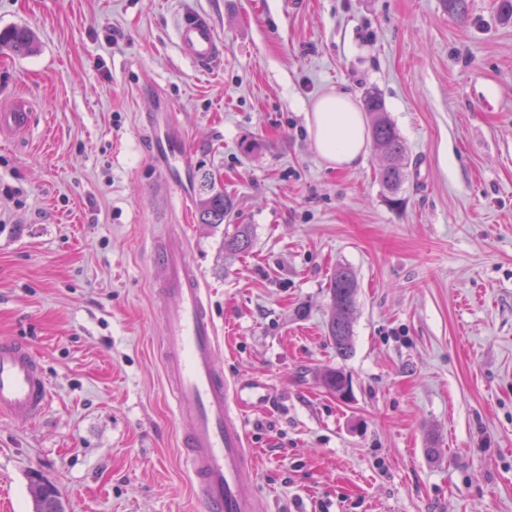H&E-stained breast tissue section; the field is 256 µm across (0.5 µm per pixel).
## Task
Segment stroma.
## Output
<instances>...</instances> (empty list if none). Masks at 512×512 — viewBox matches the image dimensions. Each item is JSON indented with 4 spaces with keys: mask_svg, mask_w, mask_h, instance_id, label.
<instances>
[{
    "mask_svg": "<svg viewBox=\"0 0 512 512\" xmlns=\"http://www.w3.org/2000/svg\"><path fill=\"white\" fill-rule=\"evenodd\" d=\"M206 15L224 55L182 56ZM0 338L50 389L29 424L0 415V512H34L30 478L66 512H199L167 403L154 227L175 224L208 292L230 379L268 384L247 410L267 512H512V20L442 0H0ZM374 91L408 152L401 206L384 163L336 170L307 130L317 96ZM172 111L248 225L246 256L196 198L155 197L145 126ZM358 281L353 352L329 341V280ZM352 378L348 400L323 373ZM0 46L8 47L16 54H31L36 50V38L27 27H11L0 31ZM31 112L24 103H19L10 109H2L0 113V137L5 133H17L29 128ZM322 386L330 394L346 400V394L351 391V379L342 369L331 368L323 375Z\"/></svg>",
    "mask_w": 512,
    "mask_h": 512,
    "instance_id": "stroma-1",
    "label": "stroma"
}]
</instances>
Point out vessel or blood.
Wrapping results in <instances>:
<instances>
[{
	"instance_id": "1",
	"label": "vessel or blood",
	"mask_w": 512,
	"mask_h": 512,
	"mask_svg": "<svg viewBox=\"0 0 512 512\" xmlns=\"http://www.w3.org/2000/svg\"><path fill=\"white\" fill-rule=\"evenodd\" d=\"M178 39L183 54L198 67L211 65L222 43L202 14L182 17ZM25 104L0 111V136L29 128ZM148 129L161 160L158 190L185 196L189 178L187 143L167 112L150 116ZM151 261L160 272L155 281L157 306L164 308L162 345L164 366L177 414L191 425L180 438L182 455L193 479L201 512H262L263 502L253 489L254 459L238 409L270 399L266 384L232 381L217 364L216 324L201 274L185 237L174 228L152 242ZM50 392L37 356L23 343L0 340V414L29 422L41 417Z\"/></svg>"
}]
</instances>
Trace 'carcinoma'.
<instances>
[{
  "label": "carcinoma",
  "instance_id": "carcinoma-1",
  "mask_svg": "<svg viewBox=\"0 0 512 512\" xmlns=\"http://www.w3.org/2000/svg\"><path fill=\"white\" fill-rule=\"evenodd\" d=\"M0 46L20 55L31 54L36 50V38L27 27H11L0 31ZM364 108L373 115L371 138L374 146L386 160L380 169L379 180L391 194L390 204L398 206L401 204L398 193L407 180L404 142L375 93L365 95ZM198 211L202 224H222L230 220L233 213L232 199L224 194V189L216 186L206 171L200 176ZM250 247L251 235L247 225L236 224L233 232H224V253L237 256L247 252ZM357 293L353 272L347 267L336 268L330 278L331 314L327 329L336 355L343 360L350 357L353 349L352 311ZM322 386L330 394L343 399L351 391V379L343 370L331 368L323 375ZM30 491L35 502V512H64V505L51 483L33 478Z\"/></svg>",
  "mask_w": 512,
  "mask_h": 512
}]
</instances>
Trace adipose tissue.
Returning a JSON list of instances; mask_svg holds the SVG:
<instances>
[{
  "instance_id": "adipose-tissue-1",
  "label": "adipose tissue",
  "mask_w": 512,
  "mask_h": 512,
  "mask_svg": "<svg viewBox=\"0 0 512 512\" xmlns=\"http://www.w3.org/2000/svg\"><path fill=\"white\" fill-rule=\"evenodd\" d=\"M306 122L310 138L328 167L341 170L364 160L366 120L348 93L333 91L318 96L306 113Z\"/></svg>"
}]
</instances>
